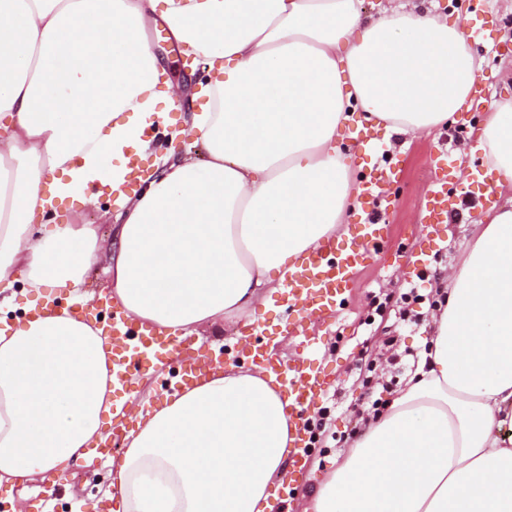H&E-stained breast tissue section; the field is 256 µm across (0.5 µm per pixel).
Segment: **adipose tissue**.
<instances>
[{
	"instance_id": "obj_1",
	"label": "adipose tissue",
	"mask_w": 512,
	"mask_h": 512,
	"mask_svg": "<svg viewBox=\"0 0 512 512\" xmlns=\"http://www.w3.org/2000/svg\"><path fill=\"white\" fill-rule=\"evenodd\" d=\"M164 24L206 74L182 92L148 31ZM483 80L460 18L425 0H0V288L37 310L0 328V480L65 472L112 421L106 339L59 304L99 259L90 224L54 201L115 196L112 303L164 334L256 316L267 285L339 231L360 187L342 150L355 120L432 128ZM184 115L206 158L164 161L123 193L128 149ZM483 181L512 187V98L486 102ZM429 347L384 414L302 512H512V210L460 245ZM290 401L261 368L167 394L116 464V512H274Z\"/></svg>"
}]
</instances>
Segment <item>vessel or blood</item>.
I'll return each mask as SVG.
<instances>
[{"instance_id":"obj_1","label":"vessel or blood","mask_w":512,"mask_h":512,"mask_svg":"<svg viewBox=\"0 0 512 512\" xmlns=\"http://www.w3.org/2000/svg\"><path fill=\"white\" fill-rule=\"evenodd\" d=\"M397 170L389 164L373 165L361 181L360 196L373 202L381 185L395 182ZM458 191L452 171L435 174L427 186L421 221L425 224H444L448 221V200ZM387 227L376 220L364 222L360 235L345 249H337L333 239H326L313 248L285 279L281 291L282 307L286 314L283 329L295 335L303 333L307 319L327 318L335 314L344 302V293L357 270L381 253L386 244ZM101 330L112 346V383L124 385L131 370L140 369V358L151 355L152 367L164 366L170 359H179L180 340L162 338L151 331L129 325L123 316H113ZM252 363L265 367L286 387L295 412L296 459H304V446L309 422L314 414L315 401L323 392L319 372L312 365L300 362L290 365L266 356L265 352H249ZM218 359L197 358L184 364L180 386H187L215 370Z\"/></svg>"}]
</instances>
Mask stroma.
<instances>
[{
	"label": "stroma",
	"mask_w": 512,
	"mask_h": 512,
	"mask_svg": "<svg viewBox=\"0 0 512 512\" xmlns=\"http://www.w3.org/2000/svg\"><path fill=\"white\" fill-rule=\"evenodd\" d=\"M437 12L446 14L454 7L466 12L468 31H482L488 46H476L485 80L480 89L483 98L512 96V0H482L480 12H472L471 0H432ZM463 113L457 112L429 131L410 136L385 137L374 132L375 141H389L383 161L397 166L401 174L397 183L387 186L373 203L370 212L390 226L384 256L371 260L355 276L346 299L336 317L308 323L303 336L288 335L278 326L276 305H268V329L259 337L263 350L273 352L286 363L313 355L314 366L324 368L335 396V407L329 428L337 435L325 452H312L301 473L295 476L294 498L310 497L315 485L330 472L339 452L359 433L358 409L370 407L374 401H386L402 389L413 369L412 364L385 367L376 382L361 385L356 373L361 365L375 358L385 337L397 339V347L419 354L430 333L433 312L428 300L441 287L450 264L459 258L460 243L468 238L474 224L486 208L481 184L461 180V191L454 197V218L445 224L427 228L420 224L419 214L425 189L437 167L452 166L458 171L474 169L478 155L468 154L466 146L471 133L462 132ZM428 256L421 267L409 265L410 256L420 247ZM423 295L420 303H408L413 323L401 321L397 308H390L383 321L367 324L366 317L373 297L399 296L407 289ZM84 470L72 473L69 480L56 483L39 481L22 487L0 485V512H13L21 505L23 512H38L46 504L49 512H110L109 498L114 481L111 462H92L84 458Z\"/></svg>",
	"instance_id": "obj_1"
}]
</instances>
